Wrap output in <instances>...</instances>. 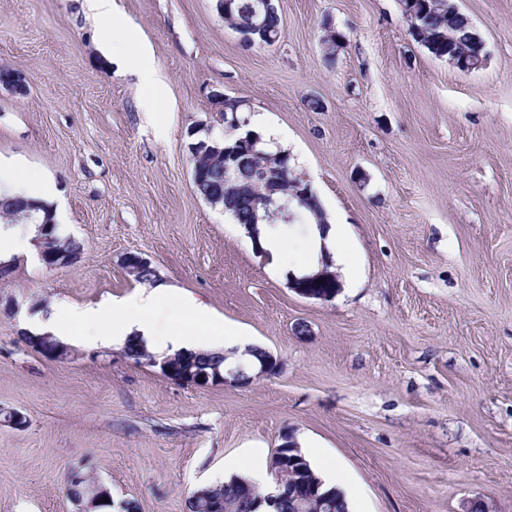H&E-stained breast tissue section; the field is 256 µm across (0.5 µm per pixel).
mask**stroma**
I'll return each mask as SVG.
<instances>
[{
    "instance_id": "1",
    "label": "stroma",
    "mask_w": 512,
    "mask_h": 512,
    "mask_svg": "<svg viewBox=\"0 0 512 512\" xmlns=\"http://www.w3.org/2000/svg\"><path fill=\"white\" fill-rule=\"evenodd\" d=\"M486 65L464 73L410 35L398 0H277L275 45L250 46L216 0H114L166 87L154 111L134 66L104 56L85 0H0V156L50 180L79 262L11 257L0 297V512H78L79 469L138 512H186L202 486L285 434L338 462L361 512H512V0H454ZM344 36L334 61L325 28ZM282 134L361 280L304 299L193 188L190 132L213 92ZM321 111H311L309 99ZM244 329L279 362L246 386H181L122 346L25 350L26 318L141 288L127 253ZM305 323L307 334L294 332Z\"/></svg>"
}]
</instances>
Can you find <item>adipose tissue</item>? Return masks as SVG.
Segmentation results:
<instances>
[{
	"label": "adipose tissue",
	"mask_w": 512,
	"mask_h": 512,
	"mask_svg": "<svg viewBox=\"0 0 512 512\" xmlns=\"http://www.w3.org/2000/svg\"><path fill=\"white\" fill-rule=\"evenodd\" d=\"M22 196L47 206H54L56 190L38 176L18 182L11 166L0 162V196ZM307 233L314 249H327L335 265L347 277L355 275L352 252L341 246V225H309ZM29 334L49 333L64 340L94 336L104 341L126 343L130 338L142 340L151 351L236 350V359L251 365L248 347L255 341L240 328L224 323L191 295L158 281L122 299H106L86 307H61L49 320L34 319L25 325Z\"/></svg>",
	"instance_id": "1"
}]
</instances>
